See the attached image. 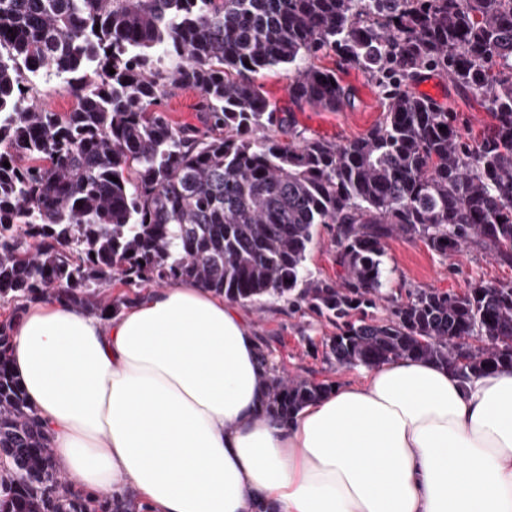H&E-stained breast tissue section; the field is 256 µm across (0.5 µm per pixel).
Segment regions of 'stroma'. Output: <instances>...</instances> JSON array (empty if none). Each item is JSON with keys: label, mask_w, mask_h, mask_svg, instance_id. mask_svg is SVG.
<instances>
[{"label": "stroma", "mask_w": 512, "mask_h": 512, "mask_svg": "<svg viewBox=\"0 0 512 512\" xmlns=\"http://www.w3.org/2000/svg\"><path fill=\"white\" fill-rule=\"evenodd\" d=\"M318 66L335 69L344 85L354 89L355 105L336 111L304 108L296 114L297 128L305 135L343 142L364 135L382 118L385 104L369 77L328 53L317 58ZM412 90L444 104L455 112L460 127L480 132L489 117L474 100L460 94L447 79L426 73ZM200 96L190 88L171 90L162 108L180 126L201 127ZM384 298L368 308L373 320L387 318L391 302L404 300L408 291L432 288L441 292L464 293L478 281H512V266L496 261L490 249L469 244L449 256H441L422 241L405 237L389 240L384 256ZM262 350L268 351L279 372L309 378L330 385L360 382L362 367H339L325 359V341L335 328L306 306H292L283 299H268L241 308Z\"/></svg>", "instance_id": "1"}]
</instances>
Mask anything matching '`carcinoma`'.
<instances>
[{"label": "carcinoma", "mask_w": 512, "mask_h": 512, "mask_svg": "<svg viewBox=\"0 0 512 512\" xmlns=\"http://www.w3.org/2000/svg\"><path fill=\"white\" fill-rule=\"evenodd\" d=\"M327 49L386 101L354 140L305 136L257 83L279 68L292 106H350L351 88L312 63ZM425 71L485 109L479 136L409 90ZM52 77L72 111L34 104ZM170 87L200 93L204 130L158 109ZM319 225L336 281L306 268ZM396 236L444 257L480 244L512 265V0H0L1 303L63 298L103 317L119 309L102 291L114 274L189 281L243 305L295 297L336 327L325 357L338 366L512 365V282L419 289L384 321L361 315ZM13 341L0 322V512H135L132 490L89 498L61 480ZM259 357L281 421L327 391Z\"/></svg>", "instance_id": "carcinoma-1"}]
</instances>
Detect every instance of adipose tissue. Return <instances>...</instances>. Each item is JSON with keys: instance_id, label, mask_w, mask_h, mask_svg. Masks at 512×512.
<instances>
[{"instance_id": "ef3b65f1", "label": "adipose tissue", "mask_w": 512, "mask_h": 512, "mask_svg": "<svg viewBox=\"0 0 512 512\" xmlns=\"http://www.w3.org/2000/svg\"><path fill=\"white\" fill-rule=\"evenodd\" d=\"M10 366L57 469L146 512H512V366L464 377L399 359L286 425L242 313L184 282L109 319L28 305Z\"/></svg>"}]
</instances>
